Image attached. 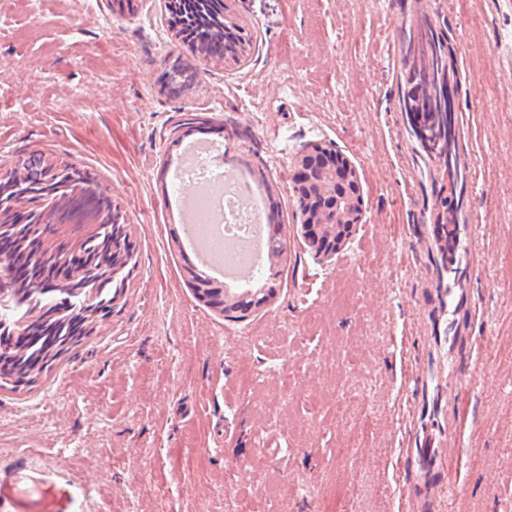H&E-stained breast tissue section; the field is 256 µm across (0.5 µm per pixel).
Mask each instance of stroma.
<instances>
[{"label":"stroma","instance_id":"stroma-1","mask_svg":"<svg viewBox=\"0 0 512 512\" xmlns=\"http://www.w3.org/2000/svg\"><path fill=\"white\" fill-rule=\"evenodd\" d=\"M465 77L458 111L481 217L457 352L454 494L428 512H512V0H429ZM246 60L201 62L164 0H0V167H86L123 213L136 266L112 315L30 387L0 388V512H407L396 479L411 376L433 368L435 214L406 133L391 0H224ZM196 79L179 96L176 68ZM209 127L187 131L196 116ZM265 178L287 241L246 320L199 301L174 187L188 141ZM330 141L365 224L331 261L303 241L294 163Z\"/></svg>","mask_w":512,"mask_h":512}]
</instances>
